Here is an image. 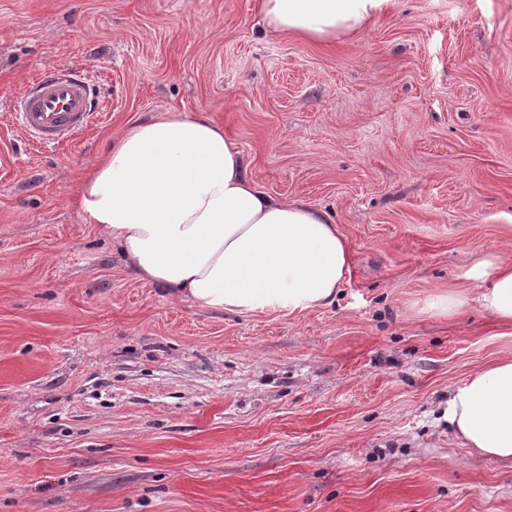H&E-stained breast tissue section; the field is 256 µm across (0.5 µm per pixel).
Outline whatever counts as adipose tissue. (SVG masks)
Here are the masks:
<instances>
[{"label":"adipose tissue","mask_w":512,"mask_h":512,"mask_svg":"<svg viewBox=\"0 0 512 512\" xmlns=\"http://www.w3.org/2000/svg\"><path fill=\"white\" fill-rule=\"evenodd\" d=\"M263 30L317 45L362 33L391 0H257ZM78 205L141 281L198 305L288 314L331 305L350 249L330 215L263 191L221 124L168 111L130 124L82 182ZM482 306L512 322V264L487 254L463 274ZM469 454L512 464V357L491 361L442 413Z\"/></svg>","instance_id":"1"}]
</instances>
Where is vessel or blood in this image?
<instances>
[{
	"label": "vessel or blood",
	"instance_id": "vessel-or-blood-1",
	"mask_svg": "<svg viewBox=\"0 0 512 512\" xmlns=\"http://www.w3.org/2000/svg\"><path fill=\"white\" fill-rule=\"evenodd\" d=\"M91 85L83 73L46 71L14 104L17 124L43 146L74 140L92 124Z\"/></svg>",
	"mask_w": 512,
	"mask_h": 512
}]
</instances>
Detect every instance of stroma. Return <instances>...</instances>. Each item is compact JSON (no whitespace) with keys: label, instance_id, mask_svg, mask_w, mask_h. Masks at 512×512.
Segmentation results:
<instances>
[{"label":"stroma","instance_id":"35a3bbf8","mask_svg":"<svg viewBox=\"0 0 512 512\" xmlns=\"http://www.w3.org/2000/svg\"><path fill=\"white\" fill-rule=\"evenodd\" d=\"M50 69L97 112L56 147L12 117ZM168 110L329 213L332 305L174 298L89 224L82 174ZM490 250L512 263V0H392L329 48L264 36L256 0H0V512H512V466L439 418L512 326L423 309Z\"/></svg>","mask_w":512,"mask_h":512}]
</instances>
